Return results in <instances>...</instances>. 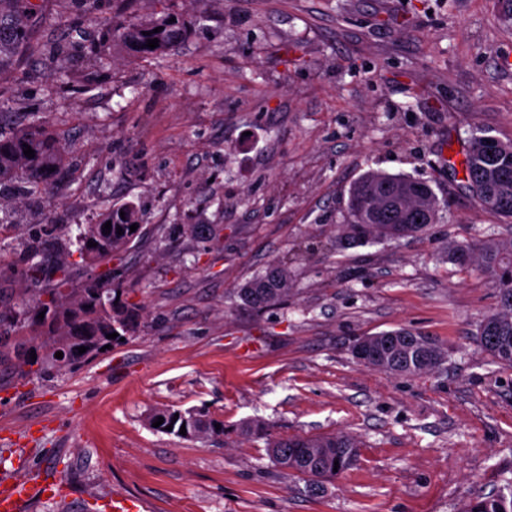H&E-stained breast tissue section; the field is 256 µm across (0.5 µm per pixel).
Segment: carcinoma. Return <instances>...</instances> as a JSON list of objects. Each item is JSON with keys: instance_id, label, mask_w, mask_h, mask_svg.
Returning <instances> with one entry per match:
<instances>
[{"instance_id": "cac0c4a2", "label": "carcinoma", "mask_w": 512, "mask_h": 512, "mask_svg": "<svg viewBox=\"0 0 512 512\" xmlns=\"http://www.w3.org/2000/svg\"><path fill=\"white\" fill-rule=\"evenodd\" d=\"M24 0H0V34L7 31L12 43L0 42V70L16 53L29 56H50L62 63L67 47L60 43L33 41L30 28L38 20L22 15ZM167 14L144 22L131 20L112 30L128 50L139 57H160L177 42L179 29L169 22ZM161 31L154 32L155 28ZM158 39V47L146 43ZM35 152L32 158L23 153L24 145ZM73 149L52 129L51 117L44 114L10 136L0 135V183L18 181L35 198H48L59 173L69 162ZM466 181L480 207L499 215L512 224V141L490 140L483 135L472 137L464 157ZM125 216H120V212ZM346 213L348 224L343 232L356 245L372 240H397L426 231L427 227L447 218V209L427 182L404 174H390L369 169L348 189ZM110 232L103 233L106 222ZM141 212L131 203L109 207L96 224H87L78 234L79 261H61L58 276L45 279L40 269L24 261L14 277L26 282L23 295L32 298L45 312L44 318L30 322L23 302L8 307L0 303V364L15 357V346L25 343L24 337L42 342L48 347V357L71 365L115 343L110 334L118 337L134 331L140 309L117 297L119 289L112 282L89 273V269L112 260L114 254L128 248L140 237ZM122 228L124 234L117 233ZM477 242L448 244V261L461 266L473 265L492 282L497 293V306L477 325L476 338L481 348L504 368H512V237L498 238L496 234L479 232ZM93 241L97 246L90 247ZM292 279L288 265L272 264L239 288L243 305L261 310L274 305L288 294ZM386 362L381 370L396 377H416L437 371L448 360V349L436 338L407 328L378 333ZM86 352L78 353V348ZM63 353L62 359L55 353ZM160 428L168 425L185 427L186 435L212 438L224 434L216 429V420L194 411L175 413L162 411ZM359 441L347 432L327 435L278 437L268 443V455L282 471L307 479L315 485L321 479L335 476L352 467L358 458ZM462 512H512V481L488 496L468 501Z\"/></svg>"}]
</instances>
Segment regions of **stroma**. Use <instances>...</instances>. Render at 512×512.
I'll list each match as a JSON object with an SVG mask.
<instances>
[{"label": "stroma", "instance_id": "stroma-1", "mask_svg": "<svg viewBox=\"0 0 512 512\" xmlns=\"http://www.w3.org/2000/svg\"><path fill=\"white\" fill-rule=\"evenodd\" d=\"M32 38L72 52L0 75V132L48 112L74 152L50 205L0 187L7 287L46 221L45 253L77 254L107 207L135 203L144 235L114 256L140 307L133 333L68 367L0 366V477L67 485L24 512H101L134 496L149 512H460L512 481V369L481 351L497 304L448 244L512 230L477 203L460 161L475 129L512 140V20L499 0H33ZM165 11L188 29L163 57L114 42L130 17ZM381 169L429 182L451 220L416 237L340 248L347 191ZM202 225L199 237L181 228ZM274 262L293 286L266 309L239 287ZM434 336L438 372L399 378L357 363L356 337ZM195 410L222 437L148 423ZM348 431L356 464L313 494L269 459L267 437Z\"/></svg>", "mask_w": 512, "mask_h": 512}]
</instances>
